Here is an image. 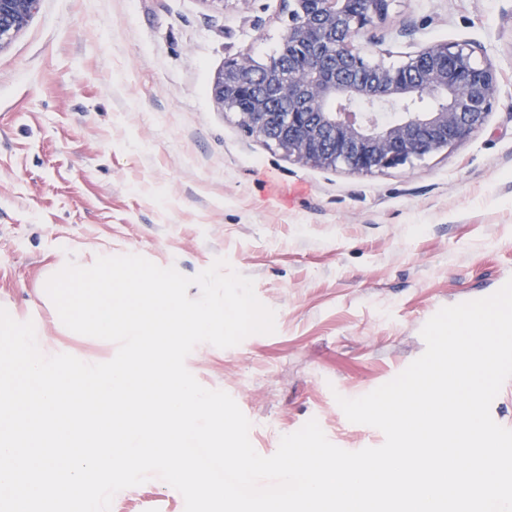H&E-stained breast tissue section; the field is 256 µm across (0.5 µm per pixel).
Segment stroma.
Masks as SVG:
<instances>
[{
    "mask_svg": "<svg viewBox=\"0 0 512 512\" xmlns=\"http://www.w3.org/2000/svg\"><path fill=\"white\" fill-rule=\"evenodd\" d=\"M286 22L281 0H39L0 49V307L37 324L39 349L102 363L116 344L63 325L50 268L109 250L192 277L225 259L275 331L198 344L185 366L233 397L265 457L311 419L344 450L381 446L338 397L393 379L440 308L512 278V0H393L368 55L397 66L430 42H475L500 97L469 139L368 175L297 164L215 104L225 61L265 60ZM183 501L153 477L110 512Z\"/></svg>",
    "mask_w": 512,
    "mask_h": 512,
    "instance_id": "35a3bbf8",
    "label": "stroma"
}]
</instances>
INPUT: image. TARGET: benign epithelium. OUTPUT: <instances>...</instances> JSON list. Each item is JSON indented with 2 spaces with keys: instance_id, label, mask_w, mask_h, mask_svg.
<instances>
[{
  "instance_id": "obj_1",
  "label": "benign epithelium",
  "mask_w": 512,
  "mask_h": 512,
  "mask_svg": "<svg viewBox=\"0 0 512 512\" xmlns=\"http://www.w3.org/2000/svg\"><path fill=\"white\" fill-rule=\"evenodd\" d=\"M39 0H0V49ZM392 0H284L288 24L263 62L227 59L216 104L245 135L277 145L306 166L352 174L404 166L479 132L499 99L496 68L481 46L430 43L397 68L370 60L360 39L385 20ZM435 101L422 111L424 98Z\"/></svg>"
}]
</instances>
